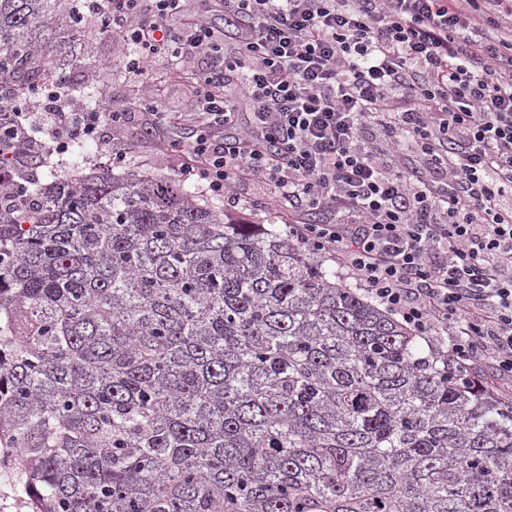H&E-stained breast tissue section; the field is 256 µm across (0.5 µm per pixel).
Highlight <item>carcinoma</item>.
I'll return each mask as SVG.
<instances>
[{
  "label": "carcinoma",
  "instance_id": "obj_1",
  "mask_svg": "<svg viewBox=\"0 0 512 512\" xmlns=\"http://www.w3.org/2000/svg\"><path fill=\"white\" fill-rule=\"evenodd\" d=\"M59 4L0 0V79L51 67ZM87 153L0 165V448L33 512H512L511 400L288 232Z\"/></svg>",
  "mask_w": 512,
  "mask_h": 512
}]
</instances>
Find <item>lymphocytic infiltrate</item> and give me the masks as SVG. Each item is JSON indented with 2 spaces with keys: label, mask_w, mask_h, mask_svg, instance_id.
<instances>
[{
  "label": "lymphocytic infiltrate",
  "mask_w": 512,
  "mask_h": 512,
  "mask_svg": "<svg viewBox=\"0 0 512 512\" xmlns=\"http://www.w3.org/2000/svg\"><path fill=\"white\" fill-rule=\"evenodd\" d=\"M223 51L187 0H74L126 48L145 94L134 108L183 180L238 206L262 181L291 234L323 254L429 345L493 363L512 398V0H222ZM209 59L189 112L169 111L156 64ZM54 72L0 87L13 159L30 130L41 153L101 141L129 112L60 104ZM37 99L38 115L25 112Z\"/></svg>",
  "instance_id": "1"
}]
</instances>
